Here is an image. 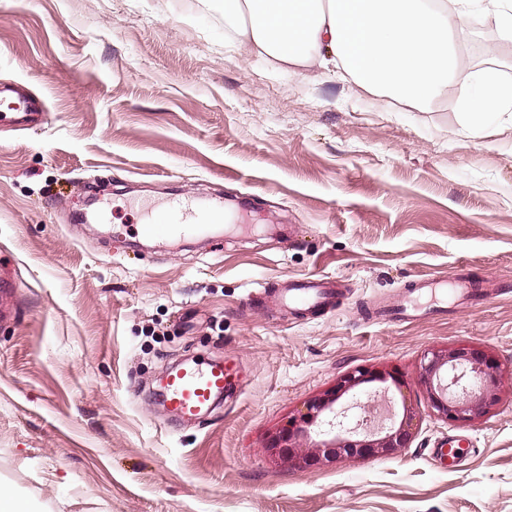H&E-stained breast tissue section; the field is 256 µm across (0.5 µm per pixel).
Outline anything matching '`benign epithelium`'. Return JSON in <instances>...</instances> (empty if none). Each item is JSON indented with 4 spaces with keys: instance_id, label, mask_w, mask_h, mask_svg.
I'll return each mask as SVG.
<instances>
[{
    "instance_id": "benign-epithelium-1",
    "label": "benign epithelium",
    "mask_w": 512,
    "mask_h": 512,
    "mask_svg": "<svg viewBox=\"0 0 512 512\" xmlns=\"http://www.w3.org/2000/svg\"><path fill=\"white\" fill-rule=\"evenodd\" d=\"M402 381L392 371L357 369L340 377L336 387L311 400L306 412L293 418L273 436L267 448L288 458L295 466L334 463L349 457H384L409 446L416 411L403 405L402 414L388 424L372 425L367 417L348 419L351 409L364 410L374 393L360 389L371 382ZM417 383L427 395L430 408L445 421L465 425L485 417L501 399L502 378L496 358L481 348L460 345L433 350L421 361ZM351 396V405L341 410L336 403Z\"/></svg>"
}]
</instances>
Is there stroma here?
I'll return each mask as SVG.
<instances>
[{"instance_id": "35a3bbf8", "label": "stroma", "mask_w": 512, "mask_h": 512, "mask_svg": "<svg viewBox=\"0 0 512 512\" xmlns=\"http://www.w3.org/2000/svg\"><path fill=\"white\" fill-rule=\"evenodd\" d=\"M475 16L461 77L512 84ZM41 120L0 122V481L33 512H512V116L468 129L455 95L416 110L310 67L241 57L221 0H0V88ZM223 230L150 250L166 204ZM497 292L410 323L418 279ZM335 283L329 307L276 291ZM492 352L501 400L451 425L416 381L428 351ZM237 364L205 419L157 404L186 358ZM388 368L419 422L408 448L300 469L267 440L344 373ZM467 446L452 465L431 451Z\"/></svg>"}]
</instances>
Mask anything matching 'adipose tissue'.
Masks as SVG:
<instances>
[{
	"label": "adipose tissue",
	"instance_id": "adipose-tissue-1",
	"mask_svg": "<svg viewBox=\"0 0 512 512\" xmlns=\"http://www.w3.org/2000/svg\"><path fill=\"white\" fill-rule=\"evenodd\" d=\"M477 8L512 35V0H224V25L246 55L339 70L414 109L456 86L478 120L512 112V85L489 73L455 81L448 33L465 29Z\"/></svg>",
	"mask_w": 512,
	"mask_h": 512
}]
</instances>
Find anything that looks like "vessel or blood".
Listing matches in <instances>:
<instances>
[{"label":"vessel or blood","mask_w":512,"mask_h":512,"mask_svg":"<svg viewBox=\"0 0 512 512\" xmlns=\"http://www.w3.org/2000/svg\"><path fill=\"white\" fill-rule=\"evenodd\" d=\"M0 114L17 121L35 117L29 99L12 94L7 88L0 89ZM222 218L221 211L177 203L161 218L138 225L137 231L146 238L181 239L209 231ZM335 295L332 284L309 278L288 284L282 292L284 300L310 308L331 303ZM238 386L239 379L233 366L221 361L204 365L186 362L167 373L162 381L160 399L176 416L192 420L207 414L216 399Z\"/></svg>","instance_id":"obj_1"}]
</instances>
